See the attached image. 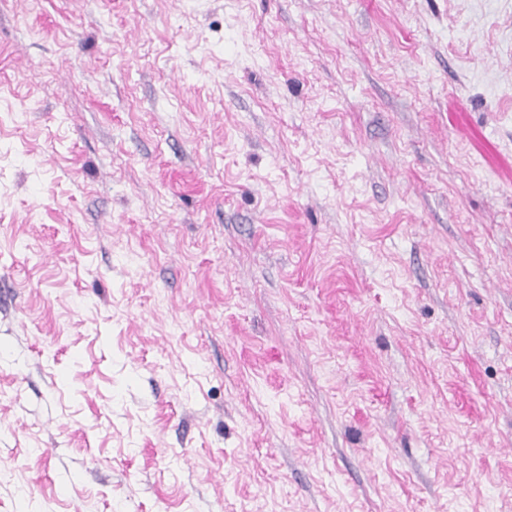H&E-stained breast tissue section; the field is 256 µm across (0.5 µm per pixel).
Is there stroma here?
I'll use <instances>...</instances> for the list:
<instances>
[{"label":"stroma","mask_w":512,"mask_h":512,"mask_svg":"<svg viewBox=\"0 0 512 512\" xmlns=\"http://www.w3.org/2000/svg\"><path fill=\"white\" fill-rule=\"evenodd\" d=\"M0 512H512V0H0Z\"/></svg>","instance_id":"1"}]
</instances>
